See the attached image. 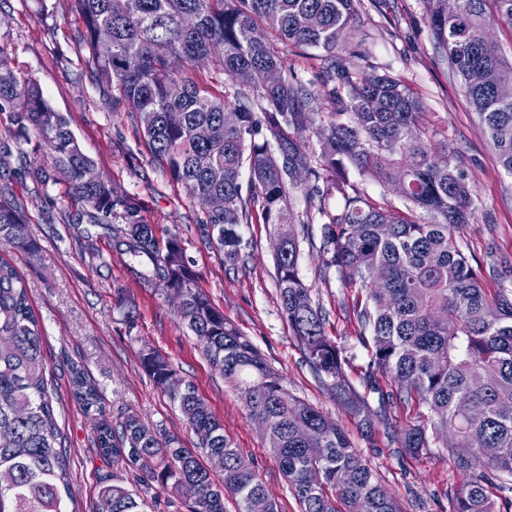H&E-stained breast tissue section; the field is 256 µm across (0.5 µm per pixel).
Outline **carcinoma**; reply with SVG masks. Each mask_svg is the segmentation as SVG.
Segmentation results:
<instances>
[{"instance_id": "cac0c4a2", "label": "carcinoma", "mask_w": 512, "mask_h": 512, "mask_svg": "<svg viewBox=\"0 0 512 512\" xmlns=\"http://www.w3.org/2000/svg\"><path fill=\"white\" fill-rule=\"evenodd\" d=\"M85 31L94 86L103 99L136 115L151 154L171 178L190 185L225 257L239 256L240 224H267L275 240L280 302L306 361L371 439L388 433L367 397L349 380V357L327 336L325 314L313 303L298 272L299 233L312 220L294 218L292 197L336 195V213L321 227L323 251L344 287L361 289L359 336L368 349L364 382L388 377L398 397L425 407L400 431L398 447L410 457L430 452L451 435L448 450L470 472L453 494L452 512H500L479 467L512 476V288H483L481 274L454 238L475 221L473 188L448 145V132L424 120L422 104L403 80L352 71L336 49L359 27L362 0H65ZM435 51L464 80L466 96L491 137L503 169L512 174V57L488 41L493 25L512 27V0H424ZM109 32L110 54L98 51ZM321 52L319 82L288 67L281 46ZM224 73V90L199 86L197 64ZM273 70V85L256 83ZM0 246L33 254L24 204L10 177L38 190L65 181L71 211L66 224L100 227L111 250L145 256L155 275L183 293L177 311L196 336L211 367L241 392L249 415L265 430L268 448L300 512H402L346 431L310 404L285 392L280 375L197 285L177 236L160 244L138 203L119 195L80 147L66 118L47 103L39 86L13 64L7 34L0 33ZM312 132V144L306 132ZM263 136L257 142V136ZM30 144L25 151L22 144ZM393 187L404 209L381 206L357 192L346 166ZM249 190L242 193V168ZM122 209L124 224L112 223ZM44 331L17 269L0 259V512H69L67 457L57 423L55 388L47 377ZM144 370L162 389L174 372L157 349L140 351ZM72 391L96 416L95 445L105 458L122 456L155 482L191 502L190 512H237L267 497L261 474L224 434L195 387L168 392L188 426L207 448L200 459L181 439L125 414L112 427L96 384L72 369ZM324 448L320 457L307 449ZM496 449L486 457L483 447ZM321 469L323 485L309 483ZM153 501L121 479L103 485L95 512H152Z\"/></svg>"}]
</instances>
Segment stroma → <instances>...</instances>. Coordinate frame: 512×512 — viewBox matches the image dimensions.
Listing matches in <instances>:
<instances>
[{"mask_svg":"<svg viewBox=\"0 0 512 512\" xmlns=\"http://www.w3.org/2000/svg\"><path fill=\"white\" fill-rule=\"evenodd\" d=\"M363 3V26L349 32L340 46L344 61L354 70L402 78L420 97L427 120L447 130L473 186L477 209L475 222L460 227L455 237L471 264L481 268L485 288L495 290L500 274L512 271V175L501 167L460 77L435 51L423 0ZM0 31L11 39L15 66L39 85L52 109L66 117L103 177L119 194L136 200L141 217L152 224L159 240L179 237L199 287L259 349L286 391L345 429L403 512H450L460 473L447 449L412 458L393 436L380 433L371 441L361 437L306 362L288 327L276 281L274 239L267 226L238 225L245 245L234 260L205 241L201 205L151 157L135 116L113 111L93 86L91 68L77 50L82 23L62 10L43 11L40 0H0ZM13 190L26 207V222L40 249L33 255L10 252L6 258L24 278L45 333V358L59 397L54 409L64 436L75 512H92L103 480L117 476L132 485L138 471L123 460L103 458L95 448L97 422L80 410L70 393L72 366H80L98 383L113 422L133 411L177 435L185 447H199V437L177 404L142 367L138 352L146 344L169 359L181 383L194 385L223 423L225 435L254 462L279 512H299L261 426L249 416L238 391L211 367L149 260L111 252L101 229L82 238L65 224L46 223V211L61 214L68 208L63 186L38 196L30 181L18 178ZM328 260L321 247V227L311 225L299 239V274L326 315L327 336L346 347V374L359 388L368 356L353 314L357 291L340 285Z\"/></svg>","mask_w":512,"mask_h":512,"instance_id":"1","label":"stroma"}]
</instances>
